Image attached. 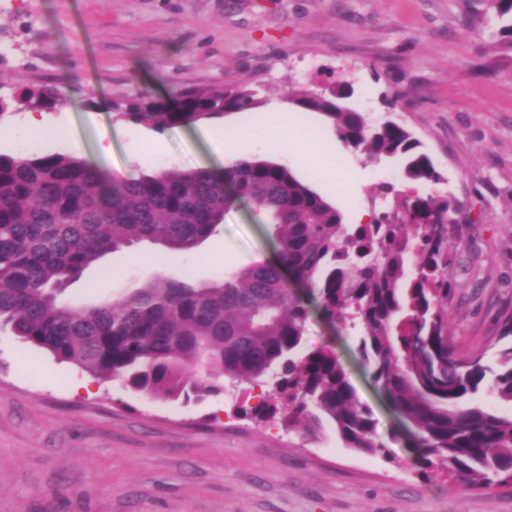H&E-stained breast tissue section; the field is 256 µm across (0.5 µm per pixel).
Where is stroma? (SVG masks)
I'll list each match as a JSON object with an SVG mask.
<instances>
[{
    "label": "stroma",
    "instance_id": "1",
    "mask_svg": "<svg viewBox=\"0 0 512 512\" xmlns=\"http://www.w3.org/2000/svg\"><path fill=\"white\" fill-rule=\"evenodd\" d=\"M489 0H0V73L12 89L53 85L45 113L65 140L32 138L15 106L0 152L70 153L107 172L191 169L214 161L207 123L157 131L114 119L141 95L175 99L188 87L249 84L262 104L230 113L242 158L292 172L358 223L400 208L410 185L397 162L345 150L321 114L294 112L288 88L322 91L353 80L369 121L407 127L443 182L419 193L454 198L460 226L448 248V311L467 353L485 351L512 313V53L495 50ZM295 113L311 139L338 152L357 179L336 184L289 163L261 138L270 109ZM395 190L380 196L384 184ZM262 214L234 208L189 252L139 245L87 268L65 294L99 302L157 275L209 281L274 257ZM305 350L335 351L371 409L379 449L344 448L334 426L317 436L257 424L266 387L244 384L199 404L149 398L31 349L0 330V512H512V479L473 488L422 474L397 419L356 354L358 339L317 314Z\"/></svg>",
    "mask_w": 512,
    "mask_h": 512
}]
</instances>
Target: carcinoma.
Returning <instances> with one entry per match:
<instances>
[{
    "label": "carcinoma",
    "instance_id": "carcinoma-1",
    "mask_svg": "<svg viewBox=\"0 0 512 512\" xmlns=\"http://www.w3.org/2000/svg\"><path fill=\"white\" fill-rule=\"evenodd\" d=\"M499 23L496 47L512 53V0H489ZM348 81L320 93L288 92L300 112H318L341 143L367 161L398 162L405 180H443L404 126L371 125L347 100ZM50 111L55 86L0 95V121L13 103ZM260 101L242 84L187 88L170 102L140 96L112 106L113 117L165 130L190 127ZM248 206L267 216L275 263L199 283L188 271L159 275L119 298L82 307L61 295L101 258L148 242L189 251ZM454 200L413 193L400 210L367 224L342 212L268 159L206 168L158 170L107 181L70 154L0 153V328L59 363L152 397L201 402L240 383L269 387V401L242 407L243 419L281 416L315 435L335 425L344 446L374 453L371 410L355 402L332 350L302 351L310 309L338 332L358 333L357 354L375 387L397 411L418 464L464 484L512 477V416L470 398L488 392L512 403V316L485 354L455 343L448 312L449 237L432 219L457 212Z\"/></svg>",
    "mask_w": 512,
    "mask_h": 512
}]
</instances>
